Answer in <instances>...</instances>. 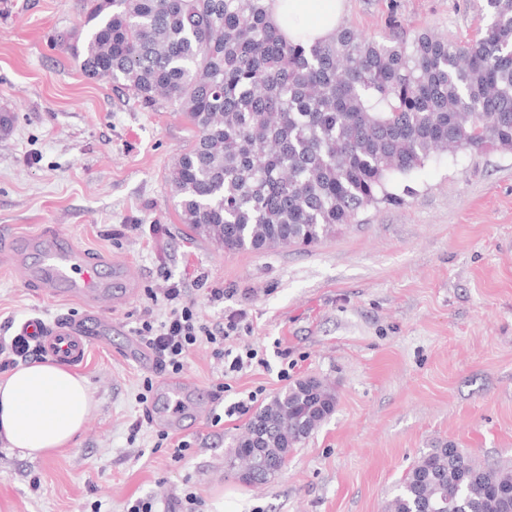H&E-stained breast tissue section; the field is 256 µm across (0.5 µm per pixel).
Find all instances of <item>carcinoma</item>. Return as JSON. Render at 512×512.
Instances as JSON below:
<instances>
[{"label":"carcinoma","instance_id":"1","mask_svg":"<svg viewBox=\"0 0 512 512\" xmlns=\"http://www.w3.org/2000/svg\"><path fill=\"white\" fill-rule=\"evenodd\" d=\"M482 11L488 25L464 44L344 25L309 44L272 23L268 0H90L81 68L195 129L172 176L181 223L229 252L308 247L397 200L393 182L437 153L512 151V0ZM335 408L323 381H296L252 414L226 466L242 474L257 447L278 461ZM386 512H512V463L432 448Z\"/></svg>","mask_w":512,"mask_h":512}]
</instances>
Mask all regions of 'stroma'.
<instances>
[{"label":"stroma","mask_w":512,"mask_h":512,"mask_svg":"<svg viewBox=\"0 0 512 512\" xmlns=\"http://www.w3.org/2000/svg\"><path fill=\"white\" fill-rule=\"evenodd\" d=\"M482 3L345 0L340 21L376 41L429 30L463 43L486 25ZM84 12L85 0H0V114L13 118L0 233L64 236L105 259L109 283L104 337L74 368L94 399L88 427L41 459L0 447V512H124L146 496L184 512L189 492L196 512H383L420 452L452 442L512 462V151L433 156L395 182L403 203L366 207L309 248L227 252L181 224L171 195L189 124L83 72ZM40 260L0 255V338L33 317L84 319L82 302L30 284ZM173 284L211 329L238 319L225 348L259 360L228 373L213 344L190 347L179 377L205 405L162 442L163 376L135 329L164 318ZM305 377L335 390L334 414L265 483L227 472L248 417L225 409Z\"/></svg>","instance_id":"35a3bbf8"}]
</instances>
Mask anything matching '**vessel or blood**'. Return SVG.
<instances>
[{"label":"vessel or blood","instance_id":"b4317fda","mask_svg":"<svg viewBox=\"0 0 512 512\" xmlns=\"http://www.w3.org/2000/svg\"><path fill=\"white\" fill-rule=\"evenodd\" d=\"M100 264V259L90 257L73 244L62 246L51 238L43 251L42 276L49 284L62 286L65 295L86 302L97 290ZM98 319L95 313L89 314L84 322L59 319L48 323L35 317L21 323L17 333L58 361L78 365L85 360L95 339L93 324Z\"/></svg>","mask_w":512,"mask_h":512}]
</instances>
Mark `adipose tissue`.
<instances>
[{
  "label": "adipose tissue",
  "mask_w": 512,
  "mask_h": 512,
  "mask_svg": "<svg viewBox=\"0 0 512 512\" xmlns=\"http://www.w3.org/2000/svg\"><path fill=\"white\" fill-rule=\"evenodd\" d=\"M271 8L288 37L303 32L325 40L336 29L343 0H272ZM92 409L86 379L49 360L19 366L0 379V438L31 459L71 444Z\"/></svg>",
  "instance_id": "obj_1"
}]
</instances>
